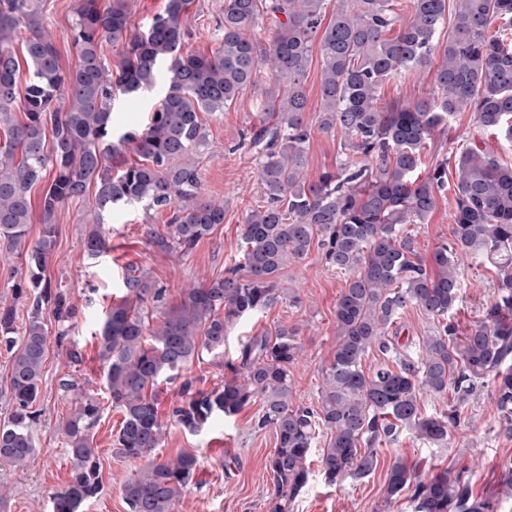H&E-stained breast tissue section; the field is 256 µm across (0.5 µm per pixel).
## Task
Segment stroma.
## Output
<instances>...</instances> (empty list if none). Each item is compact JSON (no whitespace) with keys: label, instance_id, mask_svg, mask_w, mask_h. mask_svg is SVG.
Listing matches in <instances>:
<instances>
[{"label":"stroma","instance_id":"1","mask_svg":"<svg viewBox=\"0 0 512 512\" xmlns=\"http://www.w3.org/2000/svg\"><path fill=\"white\" fill-rule=\"evenodd\" d=\"M38 3L44 28L56 44L62 66L74 67L78 52L71 28L76 0ZM223 21L224 0H195L184 22L187 50L207 54L218 49ZM434 73L430 66L391 78L379 90L380 104L426 97L433 88ZM166 91L164 82H157L133 105L125 96H117L112 111L114 132L142 129ZM263 91L260 85L246 87L223 114L203 119L208 146L199 158L202 184L207 197L223 202L224 222L190 256L163 253L149 243V232H169L170 212L149 213L141 205L132 204L114 210L106 220L109 251L99 260H87L83 252V219L94 206L93 195L59 208L55 219L57 246L47 263L46 275L54 286L68 291L80 311L78 322L69 333L78 356L70 358L68 349L58 344L57 325L51 312H44L50 336L37 404L39 416L33 426L37 451L21 469L0 467V494L5 497L0 512H51L52 493L69 480L71 463L60 426L73 403L59 388L61 378L67 375L77 378L85 393L94 395L102 406L93 434L103 489L87 504L85 512H128L122 490L137 464L112 452L122 416L112 408L104 389L105 368L98 356L99 329L113 302L125 293L123 277L127 269L146 273L154 283L166 288L167 298L174 304L180 300L182 288L209 282L237 263L245 215L263 203L253 150L242 143L243 133L255 123L261 110ZM480 142L488 143L501 163L512 165V143L483 131L472 113L459 112L450 120L448 131L422 149L419 176H427L435 161L444 155ZM343 143L342 133L313 130L307 159L310 178L336 169L346 159L348 151ZM454 211L453 190L446 187L437 192L436 206L425 223L407 225L423 258H430L438 245L449 240ZM459 276L464 285L463 300L453 311L452 320L463 333L481 320L484 307L493 302L497 275L491 265L477 266L466 259L460 264ZM346 279V274L326 267L314 251L305 259L288 264L278 279L286 293L283 302L241 320L224 344L225 359H235L250 337L274 334L282 325L298 326L304 351L292 370L293 397L296 403L317 406L323 386L322 367L336 341V303ZM224 375V370L206 354L182 371L180 379L159 386L158 412L167 427L156 457L164 460L194 450L202 459L195 480L184 493L181 512H267V499L273 490L268 459L276 440L271 429L256 427L260 403L246 406L237 415L197 435L168 421L172 407L180 399L182 381H192L197 390L206 392L223 382ZM506 456H512V436L499 427L496 397L487 383L477 386L464 404L461 422L448 447L430 448L413 434L402 433L396 443L380 446L377 467L363 480H348L335 487L326 485L321 450L312 448L309 482L292 512H412L407 497L391 501L386 498L390 466L399 457L433 473L452 469L470 479L475 494L491 496L501 490L500 462Z\"/></svg>","mask_w":512,"mask_h":512}]
</instances>
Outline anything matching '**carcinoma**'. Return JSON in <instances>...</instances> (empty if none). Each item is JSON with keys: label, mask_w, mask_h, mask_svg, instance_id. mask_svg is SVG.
<instances>
[{"label": "carcinoma", "mask_w": 512, "mask_h": 512, "mask_svg": "<svg viewBox=\"0 0 512 512\" xmlns=\"http://www.w3.org/2000/svg\"><path fill=\"white\" fill-rule=\"evenodd\" d=\"M191 4L167 0L164 12L136 32L128 0H112L106 9L99 0H78V61L66 70L35 0H0V129L8 132L0 146V243L25 264L15 298L25 297L30 307L19 335L15 306L0 304V347L12 360V406L0 422V466L21 468L36 451L32 408L48 340L43 309L67 328L78 318L69 293L45 275L56 247L59 207L94 190L84 239L91 259L109 250L104 215L134 202L149 211H173L170 234L153 233L149 243L163 252L190 254L224 223V204L203 195L196 156L208 139L200 116L224 112L261 72L270 86L250 143L264 205L246 214L242 262L223 277L182 289L175 305L168 303L166 289L132 270L125 277L127 293L100 329L107 394L122 413L114 451L138 463L123 486L129 512H178L195 479L197 453L154 456L165 434L158 386L176 379L203 352L229 374L224 385L207 393L184 382L172 422L196 434L260 399L256 427L271 429L276 439L267 512H291L308 482L309 453L322 432V474L329 486L368 477L378 446L398 441L405 430L431 447L448 446L462 405L486 381L495 390L501 427L512 435V166L501 164L485 144L467 148L454 157L451 241L427 262L404 233L406 225L424 223L435 208L436 191L447 183L446 161L424 179L415 172L420 148L450 116L471 112L481 128L512 138V41L489 35L495 22L512 27V0H412L406 22L394 0H225L223 40L209 55L185 51L184 19ZM267 18L271 40L262 41L254 30ZM447 23L448 40L441 45L438 35ZM23 29L29 78L21 91L12 45ZM316 40L318 129L341 130L353 160L313 181L307 170L312 127L305 82ZM112 46L124 54L115 72L104 52ZM436 52V93L378 105L386 80L427 67ZM161 74L168 90L148 125L113 141L116 95L133 100ZM128 145L140 163L115 175L112 160ZM40 184L43 228L27 247L31 190ZM313 249L326 267L348 275L317 409L293 400L291 367L303 352L298 327L281 325L273 337H251L238 361H224L233 326L281 303L279 272ZM464 258L493 265L498 281L483 319L461 335L450 312L460 301L457 266ZM148 301L161 313L154 326L143 309ZM409 307L437 321L417 353L398 345V319ZM374 348L384 360L367 372L362 361ZM59 388L74 396V410L61 424L71 474L51 497L53 512H84L102 490L92 434L101 408L73 378L60 380ZM450 392L453 405L422 415V394ZM404 492L413 512H497V501L474 494L462 474L448 468L422 474L398 458L386 496L395 500Z\"/></svg>", "instance_id": "1"}]
</instances>
